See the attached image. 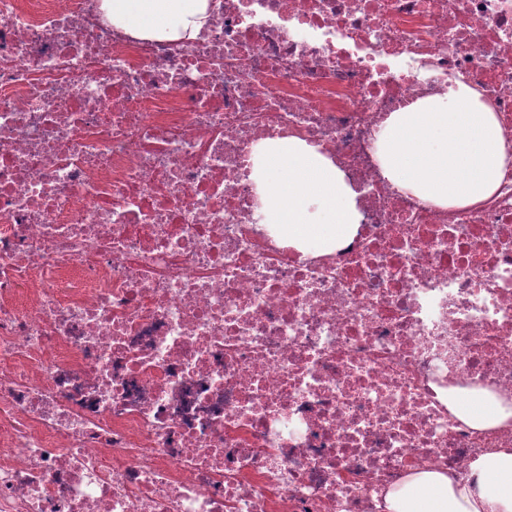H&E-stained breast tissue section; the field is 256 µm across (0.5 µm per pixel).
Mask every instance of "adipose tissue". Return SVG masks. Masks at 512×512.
<instances>
[{"label": "adipose tissue", "mask_w": 512, "mask_h": 512, "mask_svg": "<svg viewBox=\"0 0 512 512\" xmlns=\"http://www.w3.org/2000/svg\"><path fill=\"white\" fill-rule=\"evenodd\" d=\"M115 28L177 41L208 25L209 0H98ZM252 179L267 202L264 221L289 245L329 250L351 238L360 221L358 193L331 159L297 138L266 141ZM473 482L430 469L405 477L384 498V512H512V448H493L470 463Z\"/></svg>", "instance_id": "obj_1"}]
</instances>
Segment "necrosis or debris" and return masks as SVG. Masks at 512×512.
I'll list each match as a JSON object with an SVG mask.
<instances>
[{
	"label": "necrosis or debris",
	"instance_id": "1",
	"mask_svg": "<svg viewBox=\"0 0 512 512\" xmlns=\"http://www.w3.org/2000/svg\"><path fill=\"white\" fill-rule=\"evenodd\" d=\"M194 39L98 0H0V512H382L512 420V0H209ZM465 85L509 157L442 207L380 175L385 117ZM295 137L358 192L312 254L251 177ZM463 414L474 428L487 429L512 419V404L504 405L494 397L484 395L483 402H466Z\"/></svg>",
	"mask_w": 512,
	"mask_h": 512
}]
</instances>
